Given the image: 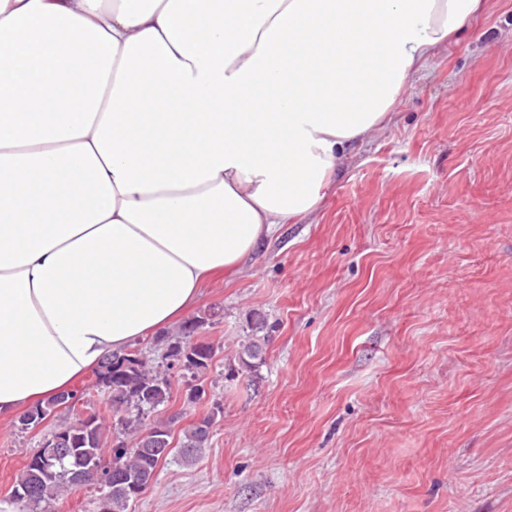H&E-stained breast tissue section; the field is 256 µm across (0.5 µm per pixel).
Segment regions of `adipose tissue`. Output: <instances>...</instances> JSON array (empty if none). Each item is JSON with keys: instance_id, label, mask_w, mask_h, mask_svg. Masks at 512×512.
Segmentation results:
<instances>
[{"instance_id": "ef3b65f1", "label": "adipose tissue", "mask_w": 512, "mask_h": 512, "mask_svg": "<svg viewBox=\"0 0 512 512\" xmlns=\"http://www.w3.org/2000/svg\"><path fill=\"white\" fill-rule=\"evenodd\" d=\"M482 0H0V418L314 214Z\"/></svg>"}]
</instances>
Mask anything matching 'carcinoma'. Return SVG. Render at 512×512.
<instances>
[{"instance_id":"1","label":"carcinoma","mask_w":512,"mask_h":512,"mask_svg":"<svg viewBox=\"0 0 512 512\" xmlns=\"http://www.w3.org/2000/svg\"><path fill=\"white\" fill-rule=\"evenodd\" d=\"M207 320L208 317L199 316L183 323L175 334L158 336L154 359L148 358L141 348L132 347L107 358L96 369V386L110 393L112 411L117 416L109 452H104L103 425L99 418L94 414L86 420L77 418L76 407L84 405L82 391L70 390L52 402L39 403L24 412L18 420V428L23 431L44 423L64 402L71 403L66 412L74 420L48 434L50 438L65 439L67 453L45 461L44 448L34 451L15 481L10 503L35 508L75 487L91 484L88 467L96 461L115 466L147 487L168 457L162 449L172 448L171 423L178 419L174 414L165 422L151 424L149 416L169 401L175 381L185 385L187 403L196 405L208 398L205 376L215 349L207 341L194 339ZM220 412V403H213L211 412L185 431L179 446L184 459L194 458L206 447L214 416ZM139 496L140 492L122 483L114 484L104 490L99 512H126L128 503Z\"/></svg>"}]
</instances>
